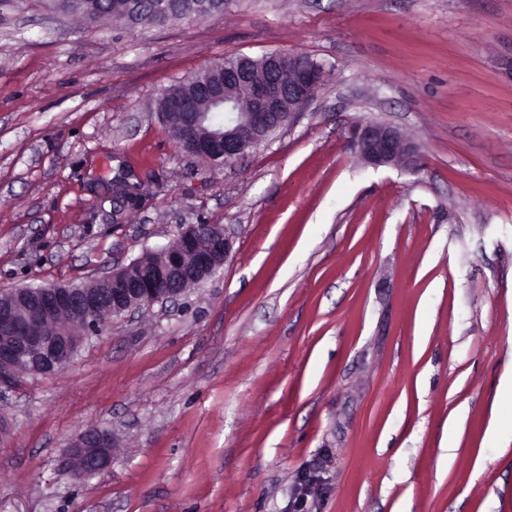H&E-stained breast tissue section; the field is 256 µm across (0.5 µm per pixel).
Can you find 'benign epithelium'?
<instances>
[{
    "label": "benign epithelium",
    "mask_w": 512,
    "mask_h": 512,
    "mask_svg": "<svg viewBox=\"0 0 512 512\" xmlns=\"http://www.w3.org/2000/svg\"><path fill=\"white\" fill-rule=\"evenodd\" d=\"M324 72L295 53H270L259 63L247 56L194 75L182 91L158 101L164 127L191 155L221 165L244 155L271 133L291 124L316 96ZM220 110L223 129L209 118ZM360 158L372 167L415 169L419 148L396 126L366 121L351 132ZM224 225L184 224L174 242L155 253L76 286L16 288L0 295V388L17 374L50 376L64 370L90 336L109 320L156 303H175L187 290L214 277L231 256ZM113 434L90 426L71 438L67 467L76 480L112 465Z\"/></svg>",
    "instance_id": "benign-epithelium-1"
}]
</instances>
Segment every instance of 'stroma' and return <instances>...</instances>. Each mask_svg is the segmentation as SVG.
<instances>
[{
	"instance_id": "stroma-1",
	"label": "stroma",
	"mask_w": 512,
	"mask_h": 512,
	"mask_svg": "<svg viewBox=\"0 0 512 512\" xmlns=\"http://www.w3.org/2000/svg\"><path fill=\"white\" fill-rule=\"evenodd\" d=\"M274 52L323 64L304 112L221 166L179 149L162 93ZM367 120L419 170L366 166ZM184 224L233 236L212 281L0 399V512H512V0H224L134 29L0 6V294ZM90 426L112 465L77 481ZM351 141L360 158L372 167L392 166L415 169L419 165V148L396 126L366 121L351 132ZM114 436L106 429L90 426L71 438L67 449V467L76 480L112 465Z\"/></svg>"
}]
</instances>
